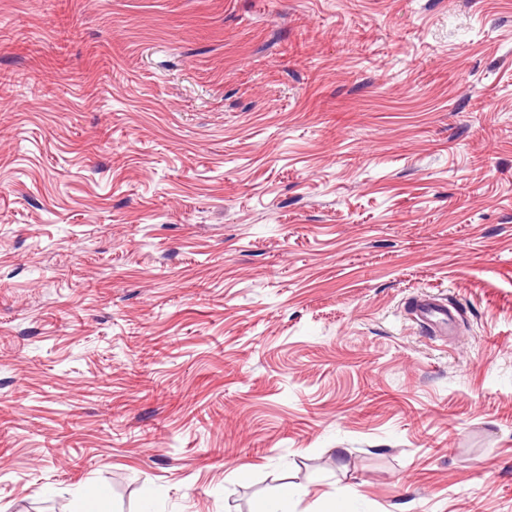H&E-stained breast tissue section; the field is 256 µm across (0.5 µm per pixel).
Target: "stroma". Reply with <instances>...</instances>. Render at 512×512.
I'll use <instances>...</instances> for the list:
<instances>
[{
  "instance_id": "1",
  "label": "stroma",
  "mask_w": 512,
  "mask_h": 512,
  "mask_svg": "<svg viewBox=\"0 0 512 512\" xmlns=\"http://www.w3.org/2000/svg\"><path fill=\"white\" fill-rule=\"evenodd\" d=\"M88 482L512 512V0H0V512ZM411 310L416 323L429 334L448 332L456 322V315L448 304L435 298H418Z\"/></svg>"
}]
</instances>
